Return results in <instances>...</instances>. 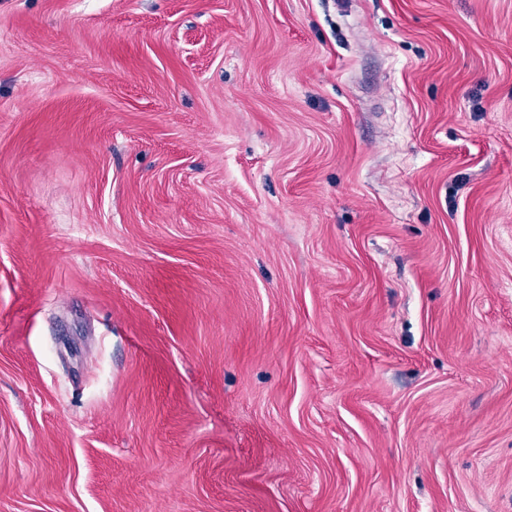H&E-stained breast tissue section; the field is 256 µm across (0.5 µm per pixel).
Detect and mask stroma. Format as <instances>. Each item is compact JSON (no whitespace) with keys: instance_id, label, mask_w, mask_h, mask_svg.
<instances>
[{"instance_id":"stroma-1","label":"stroma","mask_w":512,"mask_h":512,"mask_svg":"<svg viewBox=\"0 0 512 512\" xmlns=\"http://www.w3.org/2000/svg\"><path fill=\"white\" fill-rule=\"evenodd\" d=\"M0 512H512V0H0Z\"/></svg>"}]
</instances>
